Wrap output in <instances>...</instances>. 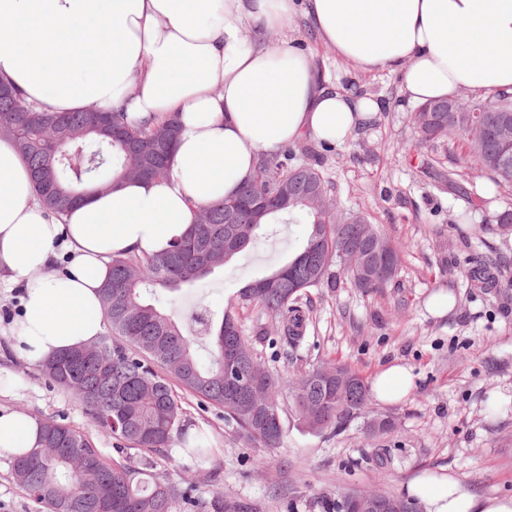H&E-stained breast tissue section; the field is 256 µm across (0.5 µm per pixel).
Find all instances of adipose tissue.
Returning <instances> with one entry per match:
<instances>
[{
  "label": "adipose tissue",
  "instance_id": "obj_1",
  "mask_svg": "<svg viewBox=\"0 0 512 512\" xmlns=\"http://www.w3.org/2000/svg\"><path fill=\"white\" fill-rule=\"evenodd\" d=\"M321 43L365 73L404 70L416 105L465 88L512 92V0H307ZM294 0H0V79L45 112L124 104L131 119L175 117L166 177L125 181L62 217L37 201L12 140L0 138V286L24 290L15 350L34 364L95 343L99 291L112 261L167 249L205 205L233 196L260 152L301 140L343 143L379 106L319 77L288 40ZM69 266L59 273L55 245ZM414 386L393 364L370 393L398 401ZM40 420L0 410V456L36 447ZM424 512H512V497L465 492L445 473L407 485Z\"/></svg>",
  "mask_w": 512,
  "mask_h": 512
}]
</instances>
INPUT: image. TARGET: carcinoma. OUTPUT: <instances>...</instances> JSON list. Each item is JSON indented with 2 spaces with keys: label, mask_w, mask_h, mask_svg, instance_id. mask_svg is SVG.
Returning <instances> with one entry per match:
<instances>
[{
  "label": "carcinoma",
  "mask_w": 512,
  "mask_h": 512,
  "mask_svg": "<svg viewBox=\"0 0 512 512\" xmlns=\"http://www.w3.org/2000/svg\"><path fill=\"white\" fill-rule=\"evenodd\" d=\"M3 85L11 95L0 96V132L14 142L38 200L51 214L62 216L79 201L78 194L97 191L145 158L150 170L165 175L168 154L156 147L177 137L173 118L130 123L120 104L109 110L110 126L101 127L88 108L39 111L10 83ZM428 108L439 117L431 126L412 115L422 145L468 138L475 112L485 119L512 113V93L471 100L458 112L448 111V102L442 100ZM468 146L469 161L495 186H512V158L502 163L495 141ZM253 175L261 179L268 205L248 209L250 193L244 185L237 195L201 207L208 223L191 225L170 249L115 258L111 278L100 292L107 334L97 348L73 350L39 364L49 382L73 395L98 431L139 453L134 464L114 459L85 432L45 421L38 446L14 459L11 477L47 512H181L183 507L191 512H249L248 505L221 495L199 500L181 485L159 480L152 455L176 443L197 458L211 453L204 433L186 419L179 389L224 409V420L234 423L247 440L278 447L283 432L270 433L266 423L281 419L280 378L269 373L257 389L232 386L224 375L228 356H240L245 372L258 363L236 313L226 311L217 321L200 310L185 322L151 295L158 289L194 286L253 247L260 229L273 218L296 215L306 224L303 245L286 263L243 288L239 305L274 314L279 334L297 345L310 325L308 291L329 283L342 255L364 242H379L396 269L400 252L369 221L344 224L332 209L306 204L304 193L312 185L322 189L324 199L331 194L319 165L298 161L293 150L260 153ZM344 273L365 293L381 290L395 276H365L348 268ZM202 349L209 354L206 364L199 357ZM290 394L302 424L313 423L322 431L338 429L370 404L365 379L344 364L299 374Z\"/></svg>",
  "instance_id": "1"
}]
</instances>
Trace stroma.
<instances>
[{
    "mask_svg": "<svg viewBox=\"0 0 512 512\" xmlns=\"http://www.w3.org/2000/svg\"><path fill=\"white\" fill-rule=\"evenodd\" d=\"M249 37L295 40L331 81L379 103L371 123L347 142L304 140L292 148L298 160L320 164L340 213L364 215L404 250L394 279L380 291L362 292L341 273L335 287L310 289L313 325L299 346L278 340L274 320L254 310L241 311L243 330L253 335L261 365L287 382L330 363L370 381L400 364L412 369L415 385L399 401L371 402L373 411L395 420L377 435L367 433L361 417L334 433L309 431L289 394H281L284 436L276 448L245 441L222 410L183 395L187 417L207 434L212 455L202 463L179 447L168 448L155 457L156 476L192 481L197 495L220 492L250 504L253 512H325V504L352 491L402 495L426 469L445 470L471 493L512 496V230L497 221L512 205V190L495 187L477 167L462 168L464 141L419 148L414 107L401 93L403 72L362 73L320 43L304 12H297L291 29ZM456 169L460 184L440 181V173ZM479 196L484 202L473 208ZM305 232L301 222L267 225L256 246L223 269L195 287L157 297L178 317L200 307L222 315L243 286L286 262ZM489 259L498 262V286L474 285L470 270ZM438 293L454 301L441 317L429 311ZM22 296V289L0 288V379L10 384L0 409L73 426L117 456V441L97 433L72 395L14 351ZM259 320L266 333L257 337Z\"/></svg>",
    "mask_w": 512,
    "mask_h": 512,
    "instance_id": "35a3bbf8",
    "label": "stroma"
}]
</instances>
